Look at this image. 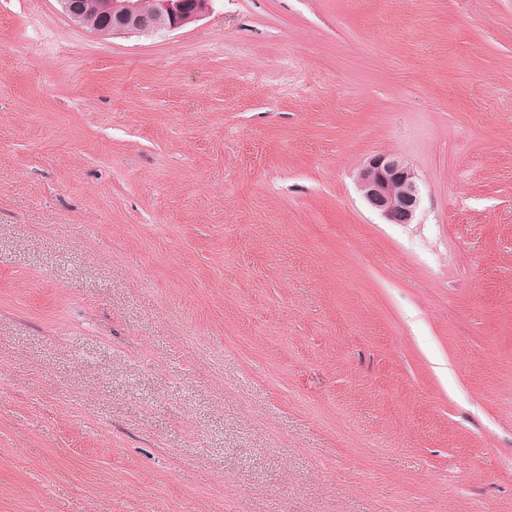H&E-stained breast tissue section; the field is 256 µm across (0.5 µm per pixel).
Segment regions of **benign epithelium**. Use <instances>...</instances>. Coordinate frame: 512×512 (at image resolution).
<instances>
[{
  "label": "benign epithelium",
  "instance_id": "7a95c632",
  "mask_svg": "<svg viewBox=\"0 0 512 512\" xmlns=\"http://www.w3.org/2000/svg\"><path fill=\"white\" fill-rule=\"evenodd\" d=\"M63 14L77 26L108 38L173 32L199 21L211 10L212 0H196L187 10L182 0H154L151 11L142 0H98L95 10L108 18L105 26H92L81 0H58ZM359 192L367 206L390 224H412L421 207V190L416 170L392 152L373 155L360 169Z\"/></svg>",
  "mask_w": 512,
  "mask_h": 512
}]
</instances>
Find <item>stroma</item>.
I'll use <instances>...</instances> for the list:
<instances>
[{"label":"stroma","instance_id":"obj_1","mask_svg":"<svg viewBox=\"0 0 512 512\" xmlns=\"http://www.w3.org/2000/svg\"><path fill=\"white\" fill-rule=\"evenodd\" d=\"M0 512H512V0H0ZM63 14L77 26L93 34L108 38L115 36L151 35L173 32L199 21L211 10L214 0H198L195 7L186 10L181 0H98L95 10L108 18L106 26H92L87 20L85 7L80 0H57ZM419 181L402 157L380 152L360 169L357 186L367 206L389 224H413L422 201Z\"/></svg>","mask_w":512,"mask_h":512}]
</instances>
